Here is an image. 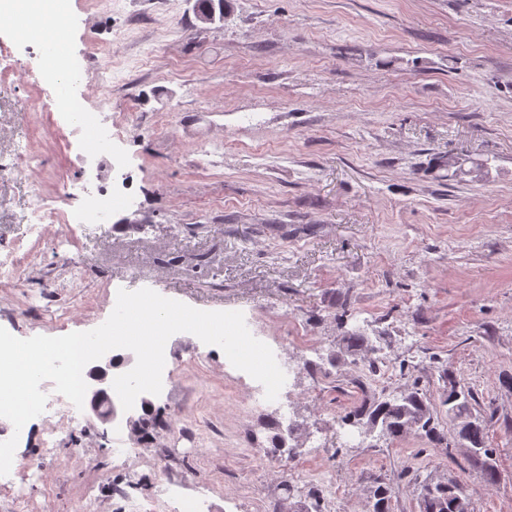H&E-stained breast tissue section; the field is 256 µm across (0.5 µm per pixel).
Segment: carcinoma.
Segmentation results:
<instances>
[{
	"instance_id": "carcinoma-1",
	"label": "carcinoma",
	"mask_w": 512,
	"mask_h": 512,
	"mask_svg": "<svg viewBox=\"0 0 512 512\" xmlns=\"http://www.w3.org/2000/svg\"><path fill=\"white\" fill-rule=\"evenodd\" d=\"M195 14L198 19L211 23L224 21V0H196ZM347 351L373 352L374 345L363 327L357 325L345 331L342 337ZM474 396L469 389L453 377H448V390L444 394L442 406L448 407V415L455 419L465 418L467 426L453 427L449 433L435 426L434 410L419 390H413L394 399L366 400L356 410L345 417L350 422L366 417L379 428L378 438L396 440L418 424V430L435 445L449 448L453 444L472 448L479 456H490L486 448L487 425L480 415L471 412ZM373 512H390L391 491L385 486L377 488L373 494ZM423 512H469V504L461 486L457 482L425 484L422 487Z\"/></svg>"
}]
</instances>
